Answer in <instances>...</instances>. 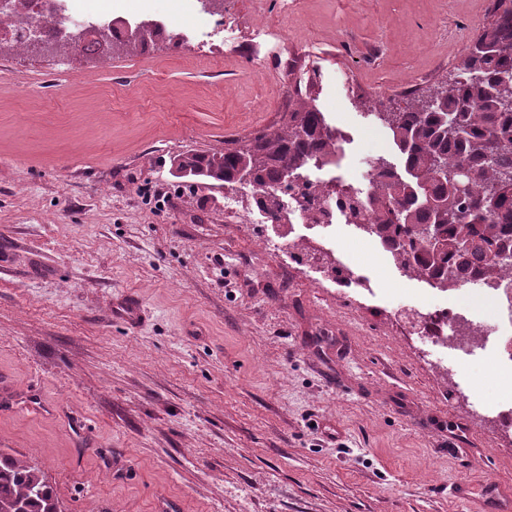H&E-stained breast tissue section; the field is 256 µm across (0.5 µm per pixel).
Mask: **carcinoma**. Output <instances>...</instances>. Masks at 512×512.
Returning <instances> with one entry per match:
<instances>
[{
    "label": "carcinoma",
    "mask_w": 512,
    "mask_h": 512,
    "mask_svg": "<svg viewBox=\"0 0 512 512\" xmlns=\"http://www.w3.org/2000/svg\"><path fill=\"white\" fill-rule=\"evenodd\" d=\"M484 27L457 65L458 75L433 93L411 94L393 112H377L401 156L404 172L385 157L370 161L371 193L361 228L384 246L410 278L444 290L477 278L512 282V0H494ZM177 45L179 35L149 28L139 41L98 33L95 51L136 54L155 36ZM281 128L227 142L222 152H188L173 166L190 180L232 187H278L285 169L295 176L336 164V130L294 86ZM268 222L288 220L266 192ZM0 512H59L45 473L0 453Z\"/></svg>",
    "instance_id": "1"
}]
</instances>
